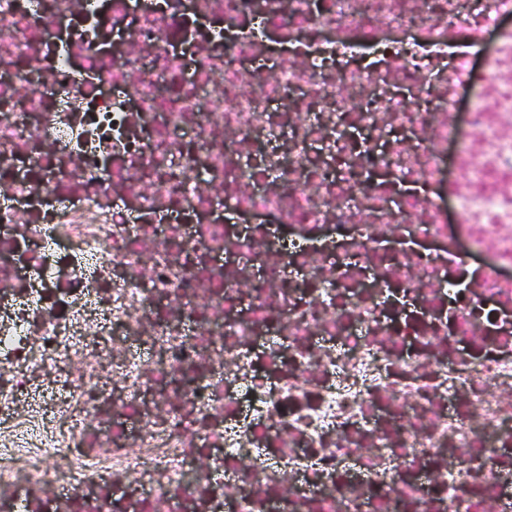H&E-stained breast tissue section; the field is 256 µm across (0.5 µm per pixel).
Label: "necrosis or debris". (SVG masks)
Here are the masks:
<instances>
[{"mask_svg":"<svg viewBox=\"0 0 512 512\" xmlns=\"http://www.w3.org/2000/svg\"><path fill=\"white\" fill-rule=\"evenodd\" d=\"M0 512H512V0H0Z\"/></svg>","mask_w":512,"mask_h":512,"instance_id":"obj_1","label":"necrosis or debris"}]
</instances>
